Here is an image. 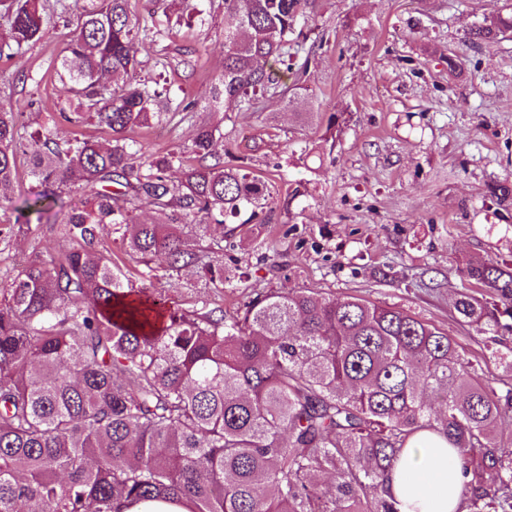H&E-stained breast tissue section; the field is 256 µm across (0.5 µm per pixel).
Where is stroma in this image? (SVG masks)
I'll use <instances>...</instances> for the list:
<instances>
[{
  "label": "stroma",
  "mask_w": 512,
  "mask_h": 512,
  "mask_svg": "<svg viewBox=\"0 0 512 512\" xmlns=\"http://www.w3.org/2000/svg\"><path fill=\"white\" fill-rule=\"evenodd\" d=\"M203 18L179 22L170 0H139L143 25L162 39L141 54L143 75L164 73L170 96L198 102L133 132L150 155L188 141L199 125L221 122L235 155L278 189L246 237L224 238L223 292L198 286L194 272L143 276L111 229L101 247L126 263L135 287L162 292L180 308L200 301L234 314L255 292L309 288L326 297L357 296L405 310L448 334L485 382L505 376L502 344L465 322L455 303L482 291L459 267L484 260L512 264V206L487 193L512 182V35L474 43L470 32L503 0H315L314 52L293 100L264 99L254 112L220 121L208 106L224 70V0H192ZM54 24L24 53L0 59V108H25L31 126L55 123L108 141L94 126L61 120L55 67L79 0H47ZM458 56L460 75L448 72ZM63 209L23 232L0 235V289L28 261L65 249Z\"/></svg>",
  "instance_id": "stroma-1"
}]
</instances>
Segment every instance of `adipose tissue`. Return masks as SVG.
Returning <instances> with one entry per match:
<instances>
[{
	"mask_svg": "<svg viewBox=\"0 0 512 512\" xmlns=\"http://www.w3.org/2000/svg\"><path fill=\"white\" fill-rule=\"evenodd\" d=\"M463 481L457 449L431 432L410 442L389 475L401 512H460Z\"/></svg>",
	"mask_w": 512,
	"mask_h": 512,
	"instance_id": "adipose-tissue-1",
	"label": "adipose tissue"
}]
</instances>
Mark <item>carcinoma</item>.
<instances>
[{
    "label": "carcinoma",
    "instance_id": "cac0c4a2",
    "mask_svg": "<svg viewBox=\"0 0 512 512\" xmlns=\"http://www.w3.org/2000/svg\"><path fill=\"white\" fill-rule=\"evenodd\" d=\"M311 0H224V73L209 104L256 111L299 86L312 49ZM0 58L40 40L43 0H9ZM512 34V10L472 32ZM162 37L142 26L136 0H82L56 75L60 115L112 133V143L35 130L0 109V190L29 162L17 224L68 207L72 246L29 261L0 289V512H128L186 501L190 512H399L388 474L409 441L436 432L469 460L467 512H512V383L498 390L448 335L407 312L307 288L255 293L232 316L181 310L132 286L99 249L111 225L119 248L147 269L193 270L220 292L224 240L247 234L277 194L255 176L220 125L141 160L128 134L189 106L161 78L142 77L139 49ZM180 179L171 176L174 168ZM115 183L130 189L106 191ZM82 199L64 204V189ZM488 192L512 205V187ZM160 219L135 221L141 201ZM462 276L489 298L464 295L460 315L480 330L512 329V269L469 263ZM438 408H433V405ZM481 449L479 459L470 456Z\"/></svg>",
    "mask_w": 512,
    "mask_h": 512
}]
</instances>
